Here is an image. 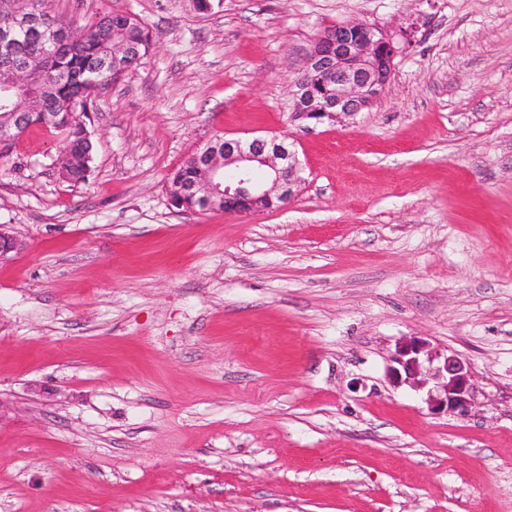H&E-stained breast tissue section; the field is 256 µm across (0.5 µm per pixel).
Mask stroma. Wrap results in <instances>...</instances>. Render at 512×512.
Here are the masks:
<instances>
[{
	"mask_svg": "<svg viewBox=\"0 0 512 512\" xmlns=\"http://www.w3.org/2000/svg\"><path fill=\"white\" fill-rule=\"evenodd\" d=\"M154 47L62 137L0 158V512H512V0H51ZM413 28L383 98L308 131L288 83L350 21ZM217 136L293 142L288 204L173 206ZM421 336L466 417L388 376ZM389 379L396 385L427 390V404L434 414L467 416L477 388L470 363L456 353L443 355L420 336L398 343L390 357Z\"/></svg>",
	"mask_w": 512,
	"mask_h": 512,
	"instance_id": "stroma-1",
	"label": "stroma"
}]
</instances>
